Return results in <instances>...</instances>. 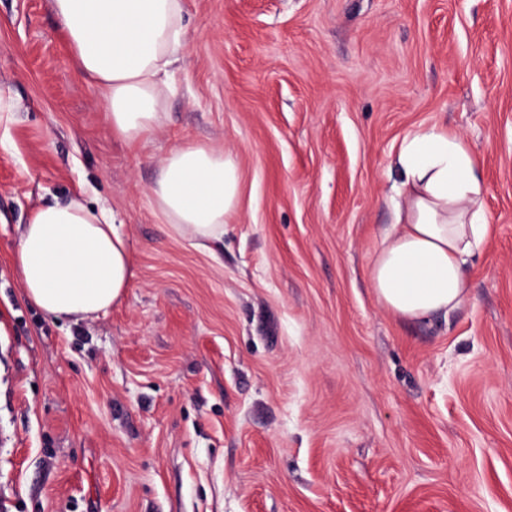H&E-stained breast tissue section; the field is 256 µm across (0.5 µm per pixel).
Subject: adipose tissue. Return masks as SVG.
<instances>
[{"mask_svg":"<svg viewBox=\"0 0 512 512\" xmlns=\"http://www.w3.org/2000/svg\"><path fill=\"white\" fill-rule=\"evenodd\" d=\"M78 71L104 96L112 132L137 144L163 121L166 78L184 38L182 0H52ZM403 180L395 222L369 266L380 304L421 320L468 300L466 267L488 238L486 186L459 135L409 132L396 156ZM155 208L182 236L223 233L238 210L234 151L184 144L162 159ZM28 301L58 318H91L131 284V253L115 212L79 197L34 210L11 258Z\"/></svg>","mask_w":512,"mask_h":512,"instance_id":"obj_1","label":"adipose tissue"}]
</instances>
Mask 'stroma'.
Wrapping results in <instances>:
<instances>
[{"label": "stroma", "mask_w": 512, "mask_h": 512, "mask_svg": "<svg viewBox=\"0 0 512 512\" xmlns=\"http://www.w3.org/2000/svg\"><path fill=\"white\" fill-rule=\"evenodd\" d=\"M162 126L131 146L51 0H0V512H512V0H182ZM476 155L470 300L402 321L369 260L403 138ZM238 153L221 236L150 188L177 144ZM123 225L132 284L91 320L29 303L31 213ZM14 122L13 105L9 96H4L0 88V147L6 148L10 143L11 126Z\"/></svg>", "instance_id": "obj_1"}]
</instances>
